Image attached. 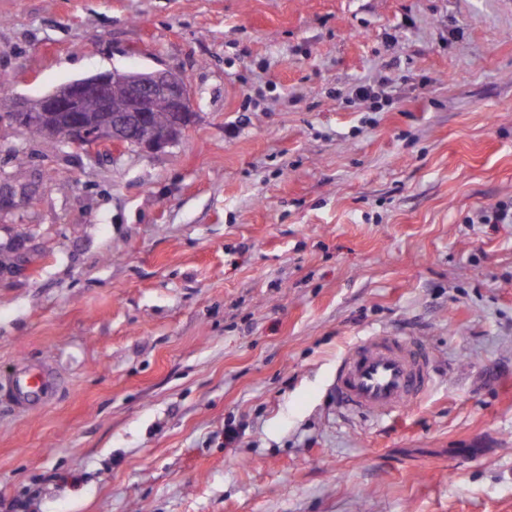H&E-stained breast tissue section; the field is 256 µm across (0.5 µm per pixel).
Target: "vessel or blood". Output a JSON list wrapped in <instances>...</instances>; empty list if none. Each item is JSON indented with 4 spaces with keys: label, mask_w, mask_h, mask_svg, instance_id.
Masks as SVG:
<instances>
[{
    "label": "vessel or blood",
    "mask_w": 512,
    "mask_h": 512,
    "mask_svg": "<svg viewBox=\"0 0 512 512\" xmlns=\"http://www.w3.org/2000/svg\"><path fill=\"white\" fill-rule=\"evenodd\" d=\"M432 384L431 355L410 338L378 333L350 345L336 369L334 389L352 410L383 419L418 404ZM51 378L39 366L21 363L5 396L22 408L40 406Z\"/></svg>",
    "instance_id": "obj_1"
}]
</instances>
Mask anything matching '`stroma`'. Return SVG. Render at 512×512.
Wrapping results in <instances>:
<instances>
[{"instance_id":"35a3bbf8","label":"stroma","mask_w":512,"mask_h":512,"mask_svg":"<svg viewBox=\"0 0 512 512\" xmlns=\"http://www.w3.org/2000/svg\"><path fill=\"white\" fill-rule=\"evenodd\" d=\"M160 63L165 148L0 119V383H57L0 398V512H512V0H0L11 92ZM379 332L434 385L376 421L332 383ZM475 217L477 224H512V202L510 205L497 202L481 208ZM50 386V375L43 367L23 362L5 384L4 394L19 407L34 408L44 402Z\"/></svg>"}]
</instances>
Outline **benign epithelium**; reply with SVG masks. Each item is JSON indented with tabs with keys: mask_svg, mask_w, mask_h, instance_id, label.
I'll return each mask as SVG.
<instances>
[{
	"mask_svg": "<svg viewBox=\"0 0 512 512\" xmlns=\"http://www.w3.org/2000/svg\"><path fill=\"white\" fill-rule=\"evenodd\" d=\"M97 102L98 120L89 122L79 115L84 100ZM162 101L176 116L170 132L145 137L142 127ZM8 111L24 118L30 112H72L71 125L53 132L54 141L68 144L86 154H96L103 145L114 148L137 146L162 149L179 141L194 118L190 87L183 74L175 69H149L128 72L114 69L72 80L36 99L10 98Z\"/></svg>",
	"mask_w": 512,
	"mask_h": 512,
	"instance_id": "7a95c632",
	"label": "benign epithelium"
}]
</instances>
